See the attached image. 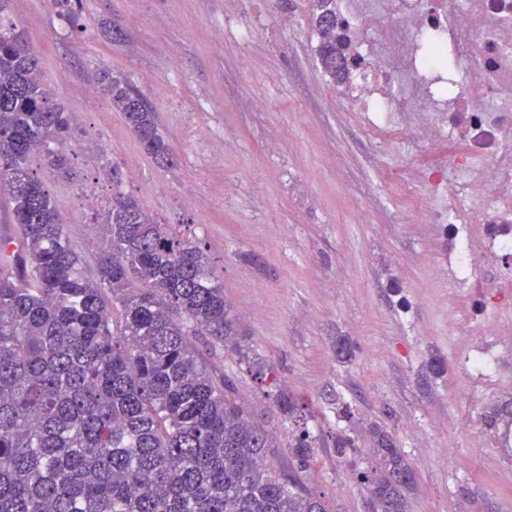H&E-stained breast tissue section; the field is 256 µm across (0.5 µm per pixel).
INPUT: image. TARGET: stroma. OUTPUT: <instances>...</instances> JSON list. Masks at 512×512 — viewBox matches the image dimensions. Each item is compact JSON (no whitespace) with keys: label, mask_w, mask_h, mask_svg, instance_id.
Listing matches in <instances>:
<instances>
[{"label":"stroma","mask_w":512,"mask_h":512,"mask_svg":"<svg viewBox=\"0 0 512 512\" xmlns=\"http://www.w3.org/2000/svg\"><path fill=\"white\" fill-rule=\"evenodd\" d=\"M9 13L75 135L65 171L38 175L87 269L104 244L88 218L109 204L104 167L115 163L144 209L191 225L240 334L327 435L340 402L359 456L370 455V423L395 435L415 472L407 512H512V456L488 424L512 402V279L495 287L507 266L490 256L459 281L452 225L410 223L411 200L389 180L397 167L431 187L447 181L460 139L410 140L424 121L410 115L386 142L371 140L363 113L335 104L306 0H82L73 27L59 0H11ZM104 71L150 102L174 167L145 155L95 93ZM340 336L355 349L346 363L336 359ZM483 348L498 364L478 383L464 359ZM438 355L448 373L435 379ZM208 357L287 440L268 382L230 349ZM305 482L334 512H371L333 447L318 449Z\"/></svg>","instance_id":"35a3bbf8"}]
</instances>
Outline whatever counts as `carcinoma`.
Instances as JSON below:
<instances>
[{"label":"carcinoma","mask_w":512,"mask_h":512,"mask_svg":"<svg viewBox=\"0 0 512 512\" xmlns=\"http://www.w3.org/2000/svg\"><path fill=\"white\" fill-rule=\"evenodd\" d=\"M0 0V189L17 237L0 241V512H329L299 477L315 465L321 431L296 400L273 402L288 423L280 441L237 397L194 343L231 346L238 336L224 286L201 242L146 211L114 164L112 204L93 219L105 248L93 275L31 168L66 162V113L40 80L38 57ZM312 25L324 73L338 81L336 0H318ZM145 154L174 155L156 112L123 77L98 79ZM372 458L359 467L356 439L336 430V453L370 488L377 512H406L413 472L394 435L369 427Z\"/></svg>","instance_id":"1"}]
</instances>
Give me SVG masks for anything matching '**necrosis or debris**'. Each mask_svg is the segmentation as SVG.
<instances>
[{
    "mask_svg": "<svg viewBox=\"0 0 512 512\" xmlns=\"http://www.w3.org/2000/svg\"><path fill=\"white\" fill-rule=\"evenodd\" d=\"M351 58L338 102L388 131L430 115L415 137L463 139L449 163V203L415 196L421 224L481 203L488 246L512 252V0H336Z\"/></svg>",
    "mask_w": 512,
    "mask_h": 512,
    "instance_id": "obj_1",
    "label": "necrosis or debris"
}]
</instances>
